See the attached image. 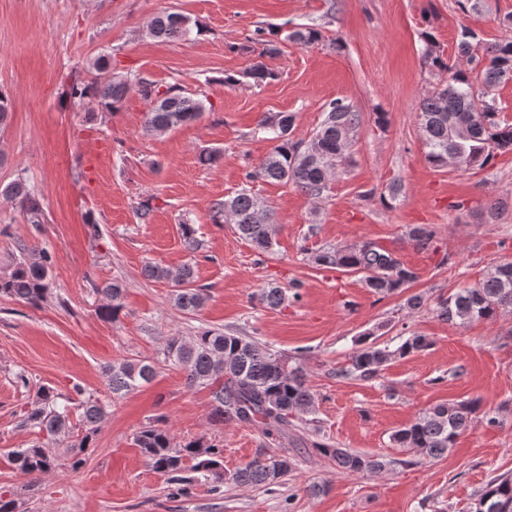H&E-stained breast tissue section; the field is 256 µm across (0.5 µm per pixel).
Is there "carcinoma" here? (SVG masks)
<instances>
[{"label": "carcinoma", "mask_w": 512, "mask_h": 512, "mask_svg": "<svg viewBox=\"0 0 512 512\" xmlns=\"http://www.w3.org/2000/svg\"><path fill=\"white\" fill-rule=\"evenodd\" d=\"M198 23L179 12L154 17L147 25L150 35L158 39H187ZM321 32L310 26L287 34L289 42L310 46L318 42ZM423 56L430 60L438 82L420 101L419 129L426 157L435 168H485L497 155L512 150V123L499 117L500 107L490 92L501 81L512 79V39L486 44L470 28L462 30L458 43L459 54L467 57V66H460L436 51L435 37L423 33ZM152 100L146 112L144 129L161 134L173 127L193 121L205 111V104L196 94L177 85L160 89L143 78L131 79L118 75L101 81L75 80L71 94L89 100L90 109L112 113L119 109L131 91ZM295 116L288 112L263 115L260 128L275 142L271 152L254 170L246 174L249 180L290 183L304 194L318 198L335 178L327 166L331 160L343 161L351 143V135L361 123V114L343 102L330 104L319 130L310 138L293 136ZM0 194L15 200L29 215L32 224L41 223L42 208L23 180L14 181ZM213 217L232 221L240 238L250 242L258 251L269 253L275 244L277 225L269 217L263 200L243 189L235 196L217 201L211 207ZM407 237L419 248L437 252L438 233L429 224L407 227ZM312 263L323 269L360 274L371 291L381 297L400 294L417 280L416 271L400 260L396 251L372 240L349 245H331L311 252ZM52 256L46 249L27 248L20 251L10 272L0 276V295L17 299L30 306H39L50 290ZM144 275L155 281H167L174 287L175 304L188 311L204 306L206 294L192 287L193 268L183 266L174 273L160 264H148ZM125 286L114 279L101 288L106 299L98 314L115 320L123 309ZM279 286L263 288L258 293L260 303L278 307L288 297ZM512 309V262L494 267L478 282L457 289L444 297L438 296L432 311L453 324L464 325L476 320H493L498 313ZM433 340L411 332L395 347L379 341L364 339L350 356L348 365L338 370L344 378L372 380L395 358L424 352ZM162 362L183 369L189 385L213 386L211 418L217 425L229 423L257 425L267 440L282 444L293 430L298 412L315 407V393L304 370L289 363L288 357L253 340L233 333L205 329L190 341L170 337L163 349ZM157 374V363L134 359L114 363L106 369L108 390L119 399ZM79 396L75 400L50 387L37 392L34 408L23 414L22 423L54 440L66 436L72 429L71 406L82 410L84 435L71 445L67 466L78 470L84 462L82 453L92 447L95 437L108 417L107 405L79 385H73ZM475 424L493 426L496 417L481 410V402L448 401L420 413L411 423L391 435L395 447L410 456L403 461L435 459L443 456L455 444L458 436ZM135 445L146 463L155 471L168 476L170 495L187 493L186 484L193 480L189 473L211 483L214 492L226 484L235 486H269L280 483L292 472L293 460L286 454L256 458L233 472H224V449L201 438L174 442L169 430L151 423L134 436ZM312 452L328 459L336 469L348 476L383 471L392 461L364 454L349 448L314 441ZM16 468L33 478L61 467L58 457L43 445L16 448L11 452ZM471 512H512V477L498 476L479 491Z\"/></svg>", "instance_id": "cac0c4a2"}]
</instances>
